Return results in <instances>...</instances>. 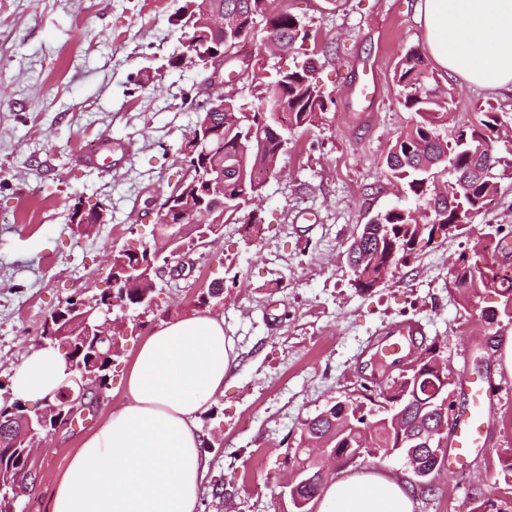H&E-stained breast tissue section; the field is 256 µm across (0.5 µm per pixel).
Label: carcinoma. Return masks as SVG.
<instances>
[{
	"label": "carcinoma",
	"mask_w": 512,
	"mask_h": 512,
	"mask_svg": "<svg viewBox=\"0 0 512 512\" xmlns=\"http://www.w3.org/2000/svg\"><path fill=\"white\" fill-rule=\"evenodd\" d=\"M273 0H184L181 16L175 19L181 31L180 39L193 36L190 20L199 8L218 9L234 15L237 26L224 39V49L232 51L235 44L246 38L256 24L265 21L273 36L282 44L296 50L303 60L294 68L270 77L264 71L251 73L254 104L246 106L232 97L224 98V113L197 112V122L207 117L224 124L223 139L211 147L210 155L202 159L185 156L188 166L196 169L209 166L224 170V220H235L246 207L256 203L261 193L255 185L266 176L267 169L278 166L285 151L282 126L274 119V113L262 111L266 95L273 87L278 88L279 107L288 114L289 124L295 127L310 126L327 111L328 101L310 74L316 69L315 53L306 52L304 43L309 31L302 20L291 12L272 7ZM394 78L401 87L400 104L416 113L420 120L403 132L386 156V167L392 177L419 199L425 207L409 210L392 207L378 213L359 232L360 239L348 247L349 263L358 268L354 277L356 287L370 289L380 276L393 251L401 253L405 261L417 257L428 246L435 228L449 235L469 224L475 214L486 208L500 191L501 182L512 178V159L504 160L495 154L494 135L499 116L494 108L481 111L480 126L454 131L445 140L437 133V126L448 118L451 109L448 101L454 95L441 87L429 67L424 53L411 47L400 57ZM480 137L485 142L484 154L492 158L495 167L483 172V162L468 154L469 147L463 139ZM500 241L493 233L478 241L473 249L459 257L452 274V283L459 296L466 300L480 291H494L503 297L501 314L512 316V274L490 266L499 250ZM160 247L143 246L140 251L119 250L112 254V270L122 274L128 268L146 259L147 253H156ZM116 298L137 314L162 317L168 305L157 302L149 310L143 309L139 289L118 288ZM99 355L92 363L102 376L101 387H109L108 368L112 358L108 345L98 344ZM428 360L419 370L412 372L411 379L401 384L392 383L380 389L365 388L361 399L350 403L346 416L352 427L342 432L336 421L343 407L334 402L303 423L296 444L293 462L310 471L317 470L312 460L307 440L317 437L325 447L339 449V466L351 464L349 448L365 446L382 450L397 446L398 433L395 421L410 427L417 435L438 426L440 416L436 406L450 392L449 372L437 347L426 349ZM393 410L378 418L365 413L367 405ZM22 399L6 395L0 398V486L24 482L29 477L30 466L24 455V446L15 445L19 422L13 417L23 412Z\"/></svg>",
	"instance_id": "1"
}]
</instances>
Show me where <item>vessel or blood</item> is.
I'll return each mask as SVG.
<instances>
[{
    "label": "vessel or blood",
    "mask_w": 512,
    "mask_h": 512,
    "mask_svg": "<svg viewBox=\"0 0 512 512\" xmlns=\"http://www.w3.org/2000/svg\"><path fill=\"white\" fill-rule=\"evenodd\" d=\"M423 333L421 322L400 321L381 331L378 337L371 339L370 345L397 363L412 348L417 336ZM462 388L466 403L455 414L449 432L448 466L452 469L464 468L474 451L487 444L491 391L484 379L468 375L462 379Z\"/></svg>",
    "instance_id": "obj_1"
}]
</instances>
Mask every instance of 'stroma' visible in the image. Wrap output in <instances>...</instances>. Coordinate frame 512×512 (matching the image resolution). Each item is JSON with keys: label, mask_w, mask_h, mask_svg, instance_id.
<instances>
[{"label": "stroma", "mask_w": 512, "mask_h": 512, "mask_svg": "<svg viewBox=\"0 0 512 512\" xmlns=\"http://www.w3.org/2000/svg\"><path fill=\"white\" fill-rule=\"evenodd\" d=\"M183 0H0V382L11 383L45 317L73 295L109 286L112 251L161 240L151 202L181 181L180 153L205 98L204 63L171 67L180 48L174 16ZM320 42L314 78L334 98L315 125L293 127L280 174L264 185L257 224H227L189 250L178 280L158 281L170 317L194 313L201 289L216 279L224 295L209 310L223 316L236 358L224 393L202 414L207 446L208 512H293L282 490L285 455L306 418L336 399L359 397L382 375L368 342L388 325L424 324L452 381L490 365L493 383L488 445L465 471H442L415 512H473L487 499L512 503V377L500 343L512 319L486 324L480 312L499 295L462 301L451 273L460 254L485 233L512 243V178L494 202L459 231L439 236L373 289L356 288L347 248L377 213L417 200L397 188L385 156L417 121L398 102L394 68L423 47L416 0H279ZM375 78L368 109L357 90ZM456 100L452 129L477 122V104L498 107L495 147L512 157V98L448 79ZM112 146V168L81 165L88 149ZM106 207L109 221H70L74 202ZM154 323L127 318L109 387L85 422L57 431L43 455L37 488L24 512H47L48 499L85 436L124 399L134 354Z\"/></svg>", "instance_id": "stroma-1"}]
</instances>
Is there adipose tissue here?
Returning <instances> with one entry per match:
<instances>
[{"label":"adipose tissue","instance_id":"adipose-tissue-1","mask_svg":"<svg viewBox=\"0 0 512 512\" xmlns=\"http://www.w3.org/2000/svg\"><path fill=\"white\" fill-rule=\"evenodd\" d=\"M425 50L450 79L512 95V0H417ZM236 357L223 317L195 313L162 323L136 351L125 401L72 456L47 512H200L207 461L201 414L223 393ZM64 361L31 350L14 396H52ZM403 481L360 470L326 483L317 512H414Z\"/></svg>","mask_w":512,"mask_h":512}]
</instances>
